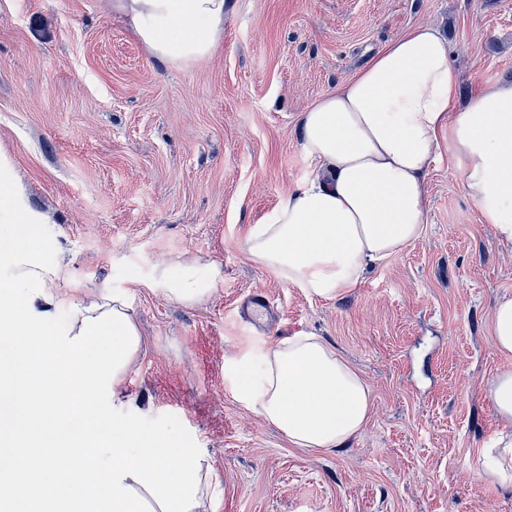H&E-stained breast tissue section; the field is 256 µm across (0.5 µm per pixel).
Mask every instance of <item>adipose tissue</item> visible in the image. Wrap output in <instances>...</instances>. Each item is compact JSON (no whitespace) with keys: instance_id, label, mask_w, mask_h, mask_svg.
<instances>
[{"instance_id":"1","label":"adipose tissue","mask_w":512,"mask_h":512,"mask_svg":"<svg viewBox=\"0 0 512 512\" xmlns=\"http://www.w3.org/2000/svg\"><path fill=\"white\" fill-rule=\"evenodd\" d=\"M230 0H113L157 58L198 62L219 46ZM462 73L433 25L391 41L353 78L302 112L305 178L245 240L250 259L310 299L349 294L375 265L421 238L428 167L440 147L457 164L483 223L512 245V84L459 104ZM447 143H440V132ZM0 156V423L14 422L0 512H202L212 467L180 435L114 421L115 389L140 347L134 299L69 295L68 251L48 239ZM218 265L162 264L154 279L182 304L207 300ZM238 401L301 448H341L365 426L368 386L338 353L298 334L231 359ZM512 489V432L485 450ZM178 467H171V460Z\"/></svg>"}]
</instances>
